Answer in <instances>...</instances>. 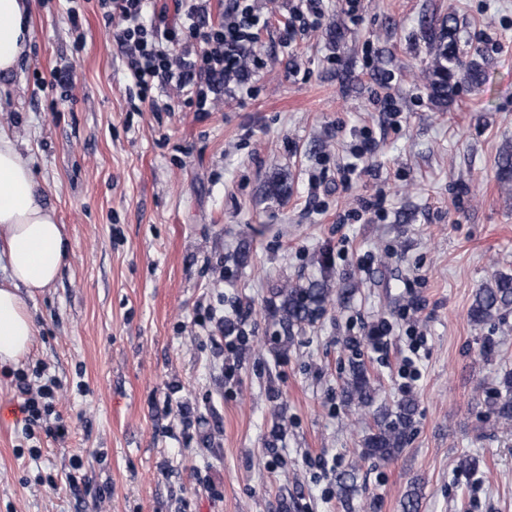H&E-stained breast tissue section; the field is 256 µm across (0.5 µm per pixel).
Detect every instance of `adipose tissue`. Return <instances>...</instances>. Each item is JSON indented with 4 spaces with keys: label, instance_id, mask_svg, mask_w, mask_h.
<instances>
[{
    "label": "adipose tissue",
    "instance_id": "adipose-tissue-1",
    "mask_svg": "<svg viewBox=\"0 0 512 512\" xmlns=\"http://www.w3.org/2000/svg\"><path fill=\"white\" fill-rule=\"evenodd\" d=\"M32 40L29 0H0V88L6 87ZM69 259L64 227L45 199L16 132L0 125V367L31 351L34 314L24 297L52 286Z\"/></svg>",
    "mask_w": 512,
    "mask_h": 512
}]
</instances>
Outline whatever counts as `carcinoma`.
<instances>
[{
  "mask_svg": "<svg viewBox=\"0 0 512 512\" xmlns=\"http://www.w3.org/2000/svg\"><path fill=\"white\" fill-rule=\"evenodd\" d=\"M457 21L448 16L440 21L436 50L429 74L430 88L434 100L440 105L448 104L464 83H479L484 69L475 60L463 62L456 39ZM328 291L318 283L306 288L285 285L281 288L283 301L282 324L293 329L312 323L322 313ZM512 308V275L501 274L494 285L479 289L469 308V317L477 325L485 324L501 312ZM348 404L359 409L372 405L374 389L364 366L351 362L349 378L344 387ZM491 413L495 422L512 426V370L504 372L499 387L491 397ZM417 405L408 398L392 407H383L375 414L376 427L363 439L361 457L374 458L381 462L394 460L408 444ZM357 465L336 473L338 492L349 497L357 491Z\"/></svg>",
  "mask_w": 512,
  "mask_h": 512,
  "instance_id": "obj_1",
  "label": "carcinoma"
}]
</instances>
